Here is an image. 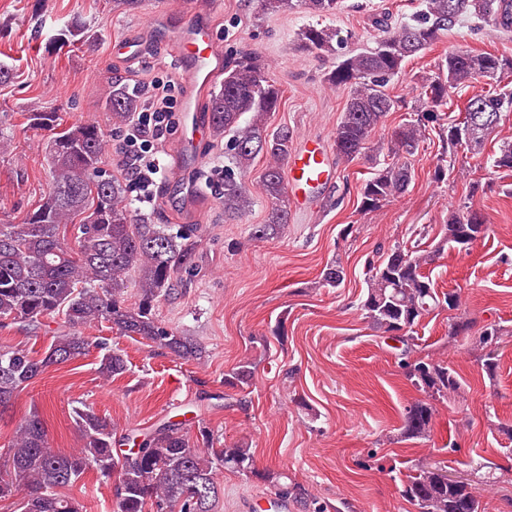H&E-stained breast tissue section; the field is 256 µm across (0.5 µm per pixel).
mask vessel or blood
Wrapping results in <instances>:
<instances>
[{"instance_id":"vessel-or-blood-1","label":"vessel or blood","mask_w":512,"mask_h":512,"mask_svg":"<svg viewBox=\"0 0 512 512\" xmlns=\"http://www.w3.org/2000/svg\"><path fill=\"white\" fill-rule=\"evenodd\" d=\"M181 52L188 64L190 79L209 82L221 73V55L210 38L205 25L189 23L175 33ZM187 125L179 148L183 153H194L202 139L206 125L198 109L187 105ZM333 161L325 144L315 137L301 140L299 146L288 157L287 184L292 194L308 193L321 189L332 180Z\"/></svg>"}]
</instances>
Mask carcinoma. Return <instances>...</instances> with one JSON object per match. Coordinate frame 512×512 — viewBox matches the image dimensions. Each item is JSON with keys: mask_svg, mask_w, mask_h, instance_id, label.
<instances>
[{"mask_svg": "<svg viewBox=\"0 0 512 512\" xmlns=\"http://www.w3.org/2000/svg\"><path fill=\"white\" fill-rule=\"evenodd\" d=\"M262 10L277 13L299 8L316 16L334 15L342 0H260ZM425 9L412 22L392 25L388 17L376 20L383 37L376 47L336 58L326 82L348 91L342 118L336 127L333 147L340 161L352 162L366 150L389 113L406 103L387 91L392 78L402 73L408 58L429 48L469 15L496 20L512 28V0H425ZM302 47L321 54L336 53L342 42L338 32L310 25L301 33ZM256 56L229 60L224 64L221 89L211 94L208 111L215 136L227 137L222 199L224 214L240 217L251 207L245 176L254 160H267L261 176L268 202L265 223L251 228L250 239L264 240L278 234L289 221L288 191L282 166L292 151L294 130L282 126L268 130L267 117L279 108L283 91L264 73ZM439 73L422 81L412 111L421 117L404 123L391 134V161L371 160L374 176L360 190L366 213L382 208L405 192L412 179L408 158L422 143V126L448 105L457 89L480 80L512 74V57L455 50L438 67ZM480 109L482 124L469 118L448 122V156L458 149L482 148L484 140L512 112V87L488 89L468 98ZM138 105L137 94L115 82L107 99L112 125L131 124ZM251 113V121L240 123ZM32 129H53L55 112H30ZM105 133L93 123H75L52 138L48 161L52 184L41 204L18 224H0V328L35 329L47 318L62 316L65 329L52 337L37 357L19 349H0V413L25 386L49 368L85 355L89 348L81 329L102 323L124 336H139L181 358H194L201 348L186 336L163 326L155 315V304L169 297L184 283V275L198 270L199 225L189 224L173 233L167 224L137 222L124 203L125 188L118 178L102 175ZM490 166L512 172V140L499 141ZM79 220L75 243H67L66 228ZM487 225L470 202L448 210V222L436 251L457 247L467 239L483 238ZM433 255L400 245L377 264H368L367 288L360 310L380 333L399 343L400 364L405 377L426 399L405 409L403 434L427 439L436 408L434 402L459 396L464 383L450 365L412 358L415 328L435 309L460 307V295L438 294L424 266ZM323 282L339 287L345 273L333 261L322 273ZM138 290V300L128 302V288ZM501 326L481 331L476 347L487 375H493L502 337ZM102 351L99 373L112 379L126 371L118 350L99 343ZM81 433L80 447L63 453L50 446L46 422L34 410L17 425L7 448V464L0 471V501L17 500L20 512H86L83 502L69 494L90 470L107 479L117 476V512H215L221 489L218 472L255 473L253 455L247 448H214L205 426L194 437L175 423H163L146 433L137 447L123 455L113 453L112 419L90 408H73ZM441 463L421 465L408 476L403 496L415 512H485L476 485L462 478L449 483L439 476Z\"/></svg>", "mask_w": 512, "mask_h": 512, "instance_id": "1", "label": "carcinoma"}]
</instances>
